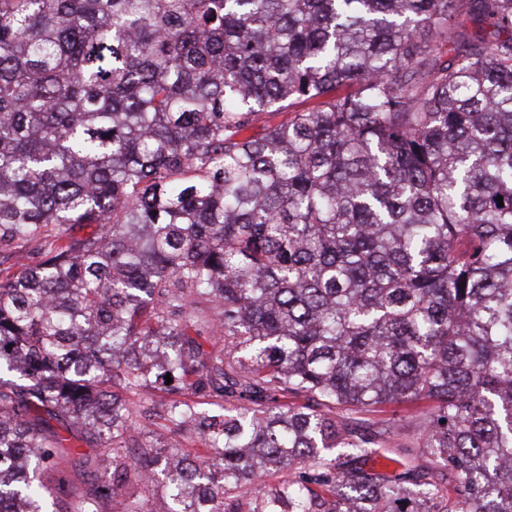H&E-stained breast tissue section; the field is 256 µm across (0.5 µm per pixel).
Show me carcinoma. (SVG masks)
<instances>
[{"instance_id":"obj_1","label":"carcinoma","mask_w":512,"mask_h":512,"mask_svg":"<svg viewBox=\"0 0 512 512\" xmlns=\"http://www.w3.org/2000/svg\"><path fill=\"white\" fill-rule=\"evenodd\" d=\"M49 224L0 512H512V0H0V245Z\"/></svg>"}]
</instances>
